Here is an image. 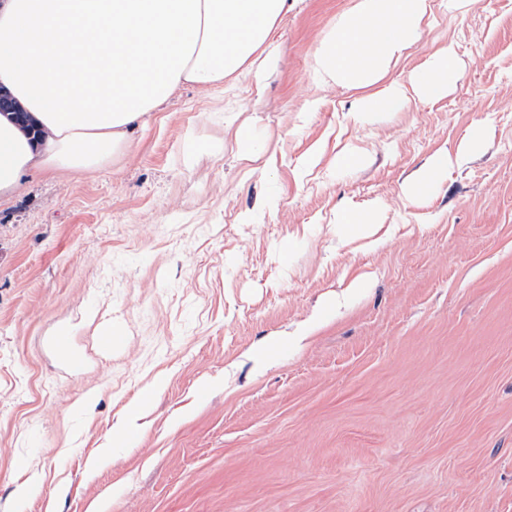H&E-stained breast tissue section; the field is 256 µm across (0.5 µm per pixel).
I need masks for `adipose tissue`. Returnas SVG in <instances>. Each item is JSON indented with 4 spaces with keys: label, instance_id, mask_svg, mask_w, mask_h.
Returning <instances> with one entry per match:
<instances>
[{
    "label": "adipose tissue",
    "instance_id": "ef3b65f1",
    "mask_svg": "<svg viewBox=\"0 0 512 512\" xmlns=\"http://www.w3.org/2000/svg\"><path fill=\"white\" fill-rule=\"evenodd\" d=\"M431 10V0H355L315 55L318 78L352 90L366 114L413 97L441 98L453 47L409 84L387 78ZM287 11L288 0H0V84L33 123L27 129L0 115V198L16 193L35 168L99 167L125 145L131 126L147 123L182 85L254 73ZM479 144L473 135L455 155L437 153L405 187V199L420 202L453 156Z\"/></svg>",
    "mask_w": 512,
    "mask_h": 512
}]
</instances>
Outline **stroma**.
I'll return each instance as SVG.
<instances>
[{
    "label": "stroma",
    "instance_id": "1",
    "mask_svg": "<svg viewBox=\"0 0 512 512\" xmlns=\"http://www.w3.org/2000/svg\"><path fill=\"white\" fill-rule=\"evenodd\" d=\"M290 4L261 81L184 85L97 169L0 202V512H512V0H433L389 77L450 45L448 94L363 117L314 71L353 0ZM451 163L452 157L448 155V152L437 153L419 177L404 188V198L411 203L420 202L425 197L428 189L447 174ZM148 402L147 397H143L139 402L131 406L128 410L126 417V423L116 426L112 429V443L113 445H119L124 443L126 437L129 434L130 428L135 425L136 421L140 418V414L143 411L144 405Z\"/></svg>",
    "mask_w": 512,
    "mask_h": 512
}]
</instances>
